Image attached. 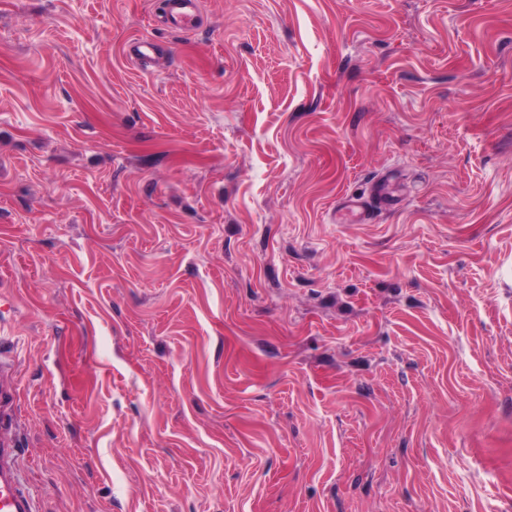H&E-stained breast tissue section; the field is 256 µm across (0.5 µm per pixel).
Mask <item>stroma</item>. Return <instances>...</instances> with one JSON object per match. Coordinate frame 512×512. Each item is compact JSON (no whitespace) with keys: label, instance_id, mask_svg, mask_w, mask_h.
Listing matches in <instances>:
<instances>
[{"label":"stroma","instance_id":"stroma-1","mask_svg":"<svg viewBox=\"0 0 512 512\" xmlns=\"http://www.w3.org/2000/svg\"><path fill=\"white\" fill-rule=\"evenodd\" d=\"M158 2L0 0L37 512H512V0ZM167 21L181 32H190L196 28L199 11L198 0H162ZM343 207L336 210V219H350L357 223L367 224L373 221L376 206L370 201H361L344 197Z\"/></svg>","mask_w":512,"mask_h":512}]
</instances>
